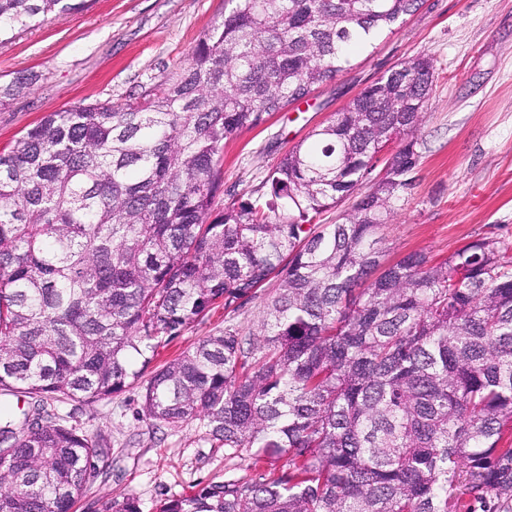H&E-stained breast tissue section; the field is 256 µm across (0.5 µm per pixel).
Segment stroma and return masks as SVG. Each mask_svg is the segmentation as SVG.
I'll list each match as a JSON object with an SVG mask.
<instances>
[{
    "label": "stroma",
    "mask_w": 512,
    "mask_h": 512,
    "mask_svg": "<svg viewBox=\"0 0 512 512\" xmlns=\"http://www.w3.org/2000/svg\"><path fill=\"white\" fill-rule=\"evenodd\" d=\"M227 0H85L83 7L0 39V80L39 72L30 89L0 105V150L41 117L80 103L123 106L153 97ZM435 60L433 91L416 134L414 185L381 231L383 264L411 252L438 262L466 244L496 237L512 244V0H423L373 47L352 54L335 79L224 145L223 187L215 208L250 197L288 150L367 86L419 54ZM267 290L237 308H216L155 351L161 365L200 339L256 329ZM142 385L80 405L57 404L84 431L111 446L110 477L91 479L74 512H95L106 497H135L141 512L227 477L251 479L247 457L226 456L199 422L159 427L142 411Z\"/></svg>",
    "instance_id": "obj_1"
}]
</instances>
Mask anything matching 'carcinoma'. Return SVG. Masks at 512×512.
I'll return each instance as SVG.
<instances>
[{
  "label": "carcinoma",
  "mask_w": 512,
  "mask_h": 512,
  "mask_svg": "<svg viewBox=\"0 0 512 512\" xmlns=\"http://www.w3.org/2000/svg\"><path fill=\"white\" fill-rule=\"evenodd\" d=\"M156 95L50 112L0 152V512H71L100 434L56 412L137 383L148 353L274 280L256 333L151 370L142 410L197 420L256 477L159 512H512V247L384 270L382 227L419 164L435 61L419 55L214 212L225 140L334 79L421 0H232ZM72 0H0V37ZM40 79L0 81V105ZM402 127L383 174L339 224ZM97 512H140L133 497ZM392 143H388L383 151H385ZM395 149L394 147L390 149L389 151H385L382 153L381 161L377 163V166L372 171V173L368 176V178L365 180L363 185L360 187L358 191H356L352 196L345 198L341 202L338 203L336 207H333L320 215H318L315 220L313 221L314 224H338L341 222V217L344 212L349 211L353 204L356 202L358 197L361 194H364V192L368 191L370 186L374 183V181L379 177V174L382 170V168L385 165V159L389 157L392 150ZM382 151V152H383Z\"/></svg>",
  "instance_id": "1"
}]
</instances>
